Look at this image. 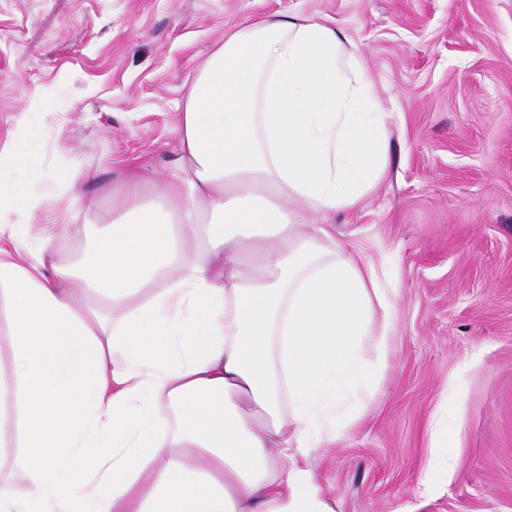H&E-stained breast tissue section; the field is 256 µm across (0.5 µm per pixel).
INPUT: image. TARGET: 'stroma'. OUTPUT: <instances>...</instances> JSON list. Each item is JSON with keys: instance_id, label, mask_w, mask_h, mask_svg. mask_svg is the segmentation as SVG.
<instances>
[{"instance_id": "stroma-1", "label": "stroma", "mask_w": 512, "mask_h": 512, "mask_svg": "<svg viewBox=\"0 0 512 512\" xmlns=\"http://www.w3.org/2000/svg\"><path fill=\"white\" fill-rule=\"evenodd\" d=\"M342 30L393 114L388 166L336 237L399 290L379 393L315 467L335 512H512V0H0V145L33 114L45 163L61 144L117 170L173 161L175 114L226 32L273 15ZM461 399L455 466L425 486L431 428Z\"/></svg>"}]
</instances>
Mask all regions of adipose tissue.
<instances>
[{"instance_id":"adipose-tissue-1","label":"adipose tissue","mask_w":512,"mask_h":512,"mask_svg":"<svg viewBox=\"0 0 512 512\" xmlns=\"http://www.w3.org/2000/svg\"><path fill=\"white\" fill-rule=\"evenodd\" d=\"M176 130L83 260L36 218L100 168L44 192L17 176L39 143L0 146V512H334L314 467L380 386L397 291L330 217L384 176L392 115L341 30L278 15L225 34Z\"/></svg>"}]
</instances>
